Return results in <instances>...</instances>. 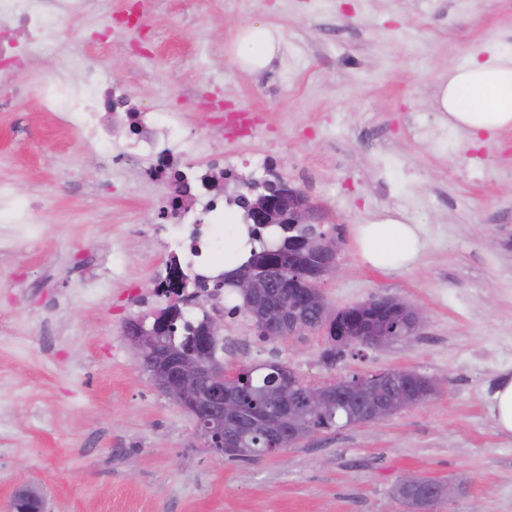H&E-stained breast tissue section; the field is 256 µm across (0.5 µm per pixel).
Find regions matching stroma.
Returning <instances> with one entry per match:
<instances>
[{"instance_id": "stroma-1", "label": "stroma", "mask_w": 512, "mask_h": 512, "mask_svg": "<svg viewBox=\"0 0 512 512\" xmlns=\"http://www.w3.org/2000/svg\"><path fill=\"white\" fill-rule=\"evenodd\" d=\"M127 5L96 0L7 80L35 86L79 57L177 116L191 167L219 151L249 173L272 156L343 241L341 273L320 285L328 307L390 296L422 310L414 336L351 344L333 365L325 330L262 342L228 317L225 369L277 361L311 384L403 369L442 387L257 461L207 448L124 335L161 309L151 287L166 249L149 228L167 187L107 165L30 96L0 112V184L17 206L42 203L22 234L0 210V512L25 486L45 512H405L392 489L408 472L465 481L435 512H512V434L489 410L512 379V130L477 141L413 127L449 66L512 48V0H153L139 28L110 25ZM254 23L282 39L257 74L230 59ZM206 93L262 124L219 135ZM391 209L426 246L415 266L382 271L356 228Z\"/></svg>"}]
</instances>
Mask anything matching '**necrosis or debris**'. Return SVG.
Masks as SVG:
<instances>
[{"instance_id": "obj_1", "label": "necrosis or debris", "mask_w": 512, "mask_h": 512, "mask_svg": "<svg viewBox=\"0 0 512 512\" xmlns=\"http://www.w3.org/2000/svg\"><path fill=\"white\" fill-rule=\"evenodd\" d=\"M93 0H0V61L15 59L25 52L57 42L68 20L88 11ZM38 92L45 111L61 114L65 127L77 130L85 143L106 149L113 163H127L144 157L147 175L158 182L181 181L187 190L181 196H166L163 208L179 204L191 212L197 200H204L215 221H223L225 211L238 208L236 198L205 195L207 183L238 180L237 164L223 154H212L205 171L194 173L184 165L187 151L181 127L175 118L163 117L133 103L121 86L103 80L83 59H70L66 71L46 80L37 89L16 85L0 92V112L14 110L19 100ZM155 234L166 235L169 251L167 270L189 268L203 282L182 307L183 322L195 325L205 317L223 313L224 291L212 287L222 277L221 266L207 254L208 227L192 225L188 233L177 226L158 224Z\"/></svg>"}]
</instances>
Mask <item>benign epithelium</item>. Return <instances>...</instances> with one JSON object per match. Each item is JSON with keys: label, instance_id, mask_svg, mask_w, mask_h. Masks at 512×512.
<instances>
[{"label": "benign epithelium", "instance_id": "7a95c632", "mask_svg": "<svg viewBox=\"0 0 512 512\" xmlns=\"http://www.w3.org/2000/svg\"><path fill=\"white\" fill-rule=\"evenodd\" d=\"M273 187L270 195L258 194L249 202L252 218L256 224H290L300 227L311 224L316 219L314 207L308 197L299 189L285 184L279 179L265 181ZM342 241L336 237L319 236L304 244L311 253L303 265L288 261L282 269L288 271V279L301 280L304 290L288 294V307L276 312L266 333L269 336H291L306 329L308 315L321 309L323 295L318 288L326 277L340 273L338 256ZM168 318H158L151 327H146L140 319H130L126 323V339L131 348L141 358L156 388L173 404L193 414L197 421V433L206 440L207 447L224 452V383L235 379V373L224 371L223 365L211 362L205 354L182 353L163 339L166 335ZM340 400L335 388L325 387L322 391L318 412L337 415ZM321 433L310 430L301 436L296 430L274 428L272 432L273 452L281 448H296L305 440Z\"/></svg>", "mask_w": 512, "mask_h": 512}]
</instances>
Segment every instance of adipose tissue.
Returning a JSON list of instances; mask_svg holds the SVG:
<instances>
[{
  "label": "adipose tissue",
  "instance_id": "obj_1",
  "mask_svg": "<svg viewBox=\"0 0 512 512\" xmlns=\"http://www.w3.org/2000/svg\"><path fill=\"white\" fill-rule=\"evenodd\" d=\"M280 45L269 27L249 25L240 30L234 60L241 68L262 70ZM433 107L449 128L474 136L512 127V50L486 57L473 50L466 63L449 68L439 78ZM357 243L363 261L383 270L413 266L425 247L421 226L408 223L397 211L358 225Z\"/></svg>",
  "mask_w": 512,
  "mask_h": 512
}]
</instances>
